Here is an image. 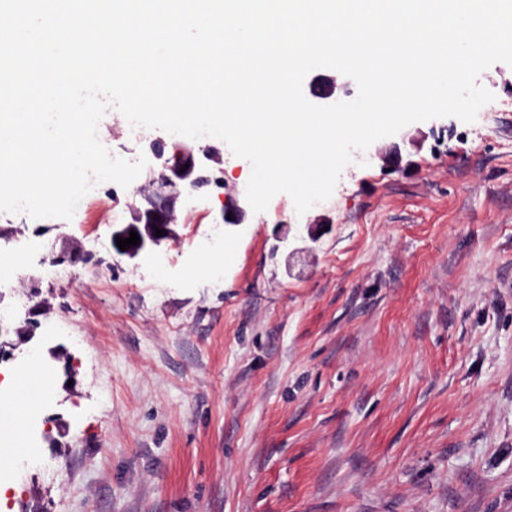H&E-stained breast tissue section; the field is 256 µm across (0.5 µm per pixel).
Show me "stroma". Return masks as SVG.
I'll return each instance as SVG.
<instances>
[{
	"instance_id": "obj_1",
	"label": "stroma",
	"mask_w": 512,
	"mask_h": 512,
	"mask_svg": "<svg viewBox=\"0 0 512 512\" xmlns=\"http://www.w3.org/2000/svg\"><path fill=\"white\" fill-rule=\"evenodd\" d=\"M479 82L475 122L404 127L400 170L367 151L327 201L300 215L280 193L238 227L224 191L250 163L151 130L224 159V189L183 192L160 264L111 246L129 187L69 222L0 212L1 247L84 251L70 281L0 276L1 324L40 306L56 327L0 364L53 382L6 512H512V66ZM127 127L109 111L99 138L135 159ZM279 223L320 225L312 254L276 249Z\"/></svg>"
}]
</instances>
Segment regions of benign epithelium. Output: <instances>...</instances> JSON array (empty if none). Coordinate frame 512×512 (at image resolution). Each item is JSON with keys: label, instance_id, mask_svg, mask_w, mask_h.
Masks as SVG:
<instances>
[{"label": "benign epithelium", "instance_id": "7a95c632", "mask_svg": "<svg viewBox=\"0 0 512 512\" xmlns=\"http://www.w3.org/2000/svg\"><path fill=\"white\" fill-rule=\"evenodd\" d=\"M153 157L162 162L159 173L149 172L144 183L139 186L130 205L132 221L121 229L112 232V237L127 238L130 231L137 232L140 238L138 245L133 246L123 254L136 258L140 255L151 254L156 247L170 238L171 225L177 221V206L181 196V188L185 186L201 187L210 183L211 178L205 175L202 160L190 152L165 155V146L154 143L151 146ZM246 195L237 192L224 196L223 222L228 226L244 223L247 215ZM166 232L164 236H156L155 229ZM290 228L281 224L275 233L278 242L288 250V258L298 254L313 251V243L319 239L314 230L308 231L309 244L303 247L290 248Z\"/></svg>", "mask_w": 512, "mask_h": 512}]
</instances>
